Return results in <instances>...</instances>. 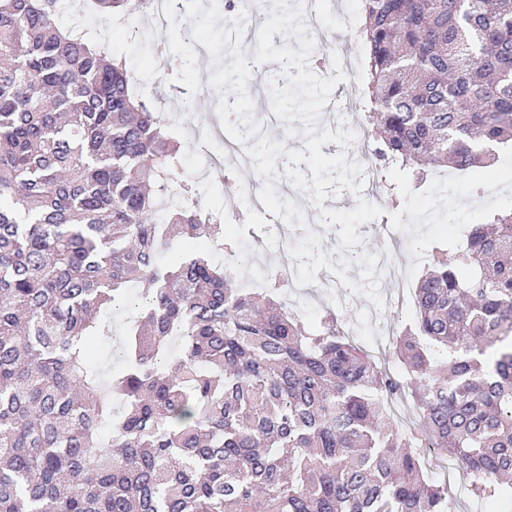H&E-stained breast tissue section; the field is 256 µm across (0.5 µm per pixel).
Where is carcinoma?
Instances as JSON below:
<instances>
[{"mask_svg":"<svg viewBox=\"0 0 512 512\" xmlns=\"http://www.w3.org/2000/svg\"><path fill=\"white\" fill-rule=\"evenodd\" d=\"M62 2L0 0V512H454L432 452L512 500V213L436 253L392 379L334 313L289 312L279 275L242 288L184 248L224 245L211 213L155 222L187 144ZM360 32L375 159L422 180L512 147V0H362ZM133 284L107 373L85 343ZM405 389L418 434L386 412Z\"/></svg>","mask_w":512,"mask_h":512,"instance_id":"cac0c4a2","label":"carcinoma"}]
</instances>
